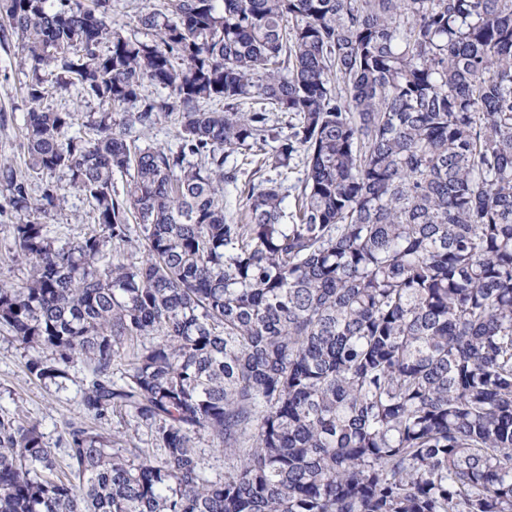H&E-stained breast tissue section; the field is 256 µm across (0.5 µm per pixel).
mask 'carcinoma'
Wrapping results in <instances>:
<instances>
[{"label": "carcinoma", "mask_w": 512, "mask_h": 512, "mask_svg": "<svg viewBox=\"0 0 512 512\" xmlns=\"http://www.w3.org/2000/svg\"><path fill=\"white\" fill-rule=\"evenodd\" d=\"M0 22L32 74L0 326L46 386L85 362L98 423L54 449L0 419V512H512V0H164L150 41L112 0ZM43 71L108 110L71 132ZM170 118L177 149L131 138ZM72 190L101 232L58 246ZM108 429L112 431H120L125 435L136 436L137 440L140 439L143 448H150L151 442L147 436V429L143 426L137 425V423L124 414L114 413L110 415L108 421ZM200 462L205 472L213 479L224 476V454L211 447L210 439L204 436L198 443Z\"/></svg>", "instance_id": "cac0c4a2"}]
</instances>
